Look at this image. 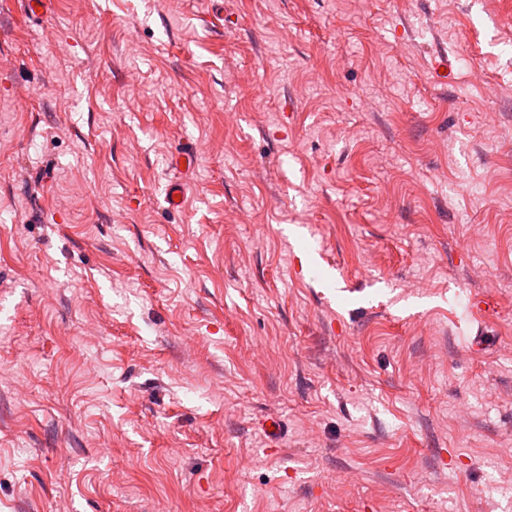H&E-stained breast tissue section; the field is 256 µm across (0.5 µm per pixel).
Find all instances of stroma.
Masks as SVG:
<instances>
[{
  "label": "stroma",
  "instance_id": "stroma-1",
  "mask_svg": "<svg viewBox=\"0 0 512 512\" xmlns=\"http://www.w3.org/2000/svg\"><path fill=\"white\" fill-rule=\"evenodd\" d=\"M510 42L512 0H0V512H512Z\"/></svg>",
  "mask_w": 512,
  "mask_h": 512
}]
</instances>
